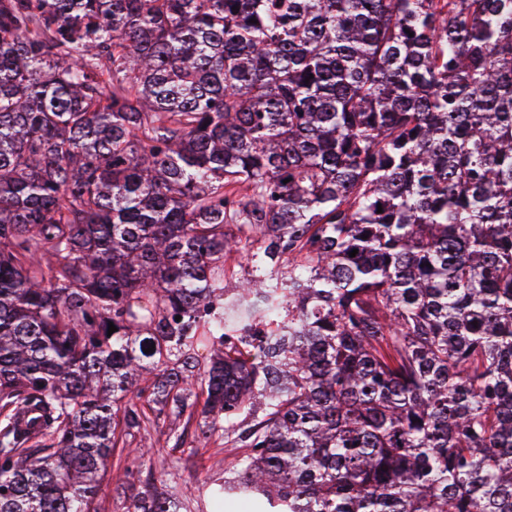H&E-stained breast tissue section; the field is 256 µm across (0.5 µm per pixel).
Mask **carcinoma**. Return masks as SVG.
Listing matches in <instances>:
<instances>
[{"mask_svg":"<svg viewBox=\"0 0 512 512\" xmlns=\"http://www.w3.org/2000/svg\"><path fill=\"white\" fill-rule=\"evenodd\" d=\"M167 413L126 512H512V0H0V512ZM186 417L179 420L167 418L165 415L160 421L159 431L153 433L146 439L139 435L132 440L129 448H147L149 455L146 457V467L151 468L152 480L158 488L167 490H179L185 492L190 490L197 483L209 479H223L224 467L230 459L224 460V452H217L213 447L199 448L198 453L188 458V451L185 453L179 450H172L173 440L166 443V437L170 430H182ZM174 455L182 457L177 468L168 467L166 459ZM150 459V460H149Z\"/></svg>","mask_w":512,"mask_h":512,"instance_id":"1","label":"carcinoma"}]
</instances>
